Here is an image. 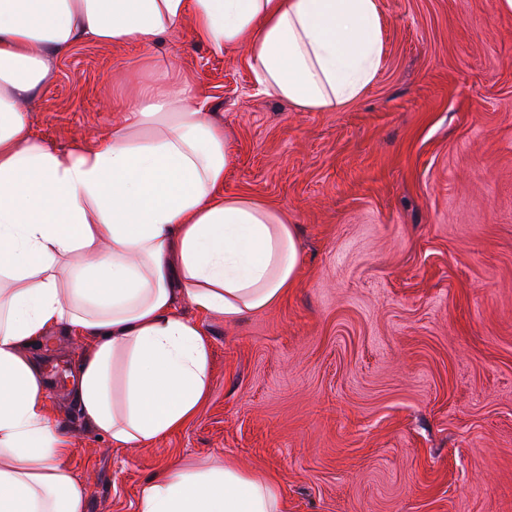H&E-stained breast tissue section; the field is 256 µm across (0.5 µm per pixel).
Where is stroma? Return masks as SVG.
I'll list each match as a JSON object with an SVG mask.
<instances>
[{"label": "stroma", "instance_id": "stroma-1", "mask_svg": "<svg viewBox=\"0 0 512 512\" xmlns=\"http://www.w3.org/2000/svg\"><path fill=\"white\" fill-rule=\"evenodd\" d=\"M375 80L333 112L259 92L244 47L181 29L84 41L24 104L61 154L119 121L154 55L218 112L224 192L285 212L300 262L274 307L199 317L206 400L156 444L115 448L71 396L82 345L39 350L88 481L86 512H140L173 463L228 459L282 486L285 512H512V0H378Z\"/></svg>", "mask_w": 512, "mask_h": 512}]
</instances>
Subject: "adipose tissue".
I'll return each mask as SVG.
<instances>
[{
    "label": "adipose tissue",
    "mask_w": 512,
    "mask_h": 512,
    "mask_svg": "<svg viewBox=\"0 0 512 512\" xmlns=\"http://www.w3.org/2000/svg\"><path fill=\"white\" fill-rule=\"evenodd\" d=\"M190 26L243 45L259 89L302 112L356 100L381 66L377 0H0V512H86L87 481L46 397L37 354L62 328L85 341L73 398L116 448L188 423L208 392L210 343L188 299L234 321L275 306L298 254L287 216L224 193L228 137L177 70L89 147L62 155L21 105L82 41L152 45ZM280 485L232 463L172 465L140 512H283Z\"/></svg>",
    "instance_id": "obj_1"
}]
</instances>
